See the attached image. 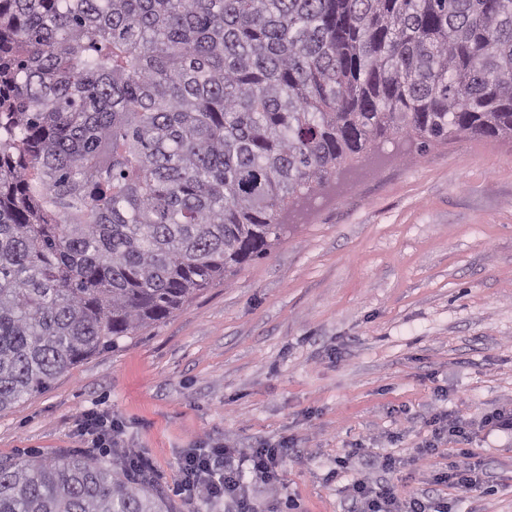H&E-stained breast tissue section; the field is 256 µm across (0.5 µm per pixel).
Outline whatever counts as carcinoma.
<instances>
[{
  "mask_svg": "<svg viewBox=\"0 0 512 512\" xmlns=\"http://www.w3.org/2000/svg\"><path fill=\"white\" fill-rule=\"evenodd\" d=\"M512 139V0H0V411L268 255L380 138ZM0 512H170L101 455Z\"/></svg>",
  "mask_w": 512,
  "mask_h": 512,
  "instance_id": "obj_1",
  "label": "carcinoma"
}]
</instances>
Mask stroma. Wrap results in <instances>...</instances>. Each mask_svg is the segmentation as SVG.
Instances as JSON below:
<instances>
[{"mask_svg":"<svg viewBox=\"0 0 512 512\" xmlns=\"http://www.w3.org/2000/svg\"><path fill=\"white\" fill-rule=\"evenodd\" d=\"M284 222L265 258L0 412V457L88 451L77 425L97 412L171 512H225L182 493L190 449L279 443V481L249 488L256 512H349L327 473L357 443L350 478L512 512V431L481 424L512 409V140L377 142ZM448 413L468 437L418 456ZM464 447L488 477L467 496L441 480ZM385 455L399 461L386 475Z\"/></svg>","mask_w":512,"mask_h":512,"instance_id":"stroma-1","label":"stroma"}]
</instances>
